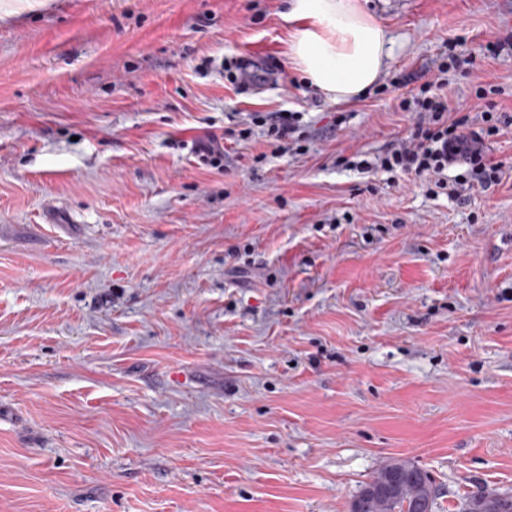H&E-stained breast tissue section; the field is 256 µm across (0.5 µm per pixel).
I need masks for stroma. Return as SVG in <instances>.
Wrapping results in <instances>:
<instances>
[{
  "mask_svg": "<svg viewBox=\"0 0 512 512\" xmlns=\"http://www.w3.org/2000/svg\"><path fill=\"white\" fill-rule=\"evenodd\" d=\"M361 2L394 50L341 104L285 0L0 9V512H349L397 458L439 512L512 494V177L458 202L346 163L445 47L453 111L512 113V0ZM284 111L306 154L229 134Z\"/></svg>",
  "mask_w": 512,
  "mask_h": 512,
  "instance_id": "35a3bbf8",
  "label": "stroma"
}]
</instances>
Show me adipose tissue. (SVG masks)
Masks as SVG:
<instances>
[{"label": "adipose tissue", "mask_w": 512, "mask_h": 512, "mask_svg": "<svg viewBox=\"0 0 512 512\" xmlns=\"http://www.w3.org/2000/svg\"><path fill=\"white\" fill-rule=\"evenodd\" d=\"M283 18L292 64L329 101L357 100L387 66L391 34L359 0H289Z\"/></svg>", "instance_id": "1"}]
</instances>
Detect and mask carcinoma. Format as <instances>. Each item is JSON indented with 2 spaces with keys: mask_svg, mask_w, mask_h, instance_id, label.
<instances>
[{
  "mask_svg": "<svg viewBox=\"0 0 512 512\" xmlns=\"http://www.w3.org/2000/svg\"><path fill=\"white\" fill-rule=\"evenodd\" d=\"M398 470L403 477L397 491L390 496H366L359 491L355 500L360 502V512H436L438 492L430 473L412 461L396 459L384 464L364 483V487L382 480L388 473ZM484 505H494L498 512H512V495L493 491H481L466 499L462 512L480 499Z\"/></svg>",
  "mask_w": 512,
  "mask_h": 512,
  "instance_id": "obj_1",
  "label": "carcinoma"
}]
</instances>
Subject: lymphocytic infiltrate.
Instances as JSON below:
<instances>
[{
  "instance_id": "1",
  "label": "lymphocytic infiltrate",
  "mask_w": 512,
  "mask_h": 512,
  "mask_svg": "<svg viewBox=\"0 0 512 512\" xmlns=\"http://www.w3.org/2000/svg\"><path fill=\"white\" fill-rule=\"evenodd\" d=\"M463 63V58L454 54L440 62L435 81L425 82L401 102L406 111L417 115L407 136L385 153L356 161L355 169L407 175L424 181L430 194L456 200L499 185L505 166L488 157L485 145L499 136L502 128L512 126V115L491 109L482 111L475 120L467 114H452L442 89L448 84L449 68ZM237 126L239 140H248L254 128L260 127L274 149L299 154L307 150L309 135L301 113L252 112Z\"/></svg>"
}]
</instances>
